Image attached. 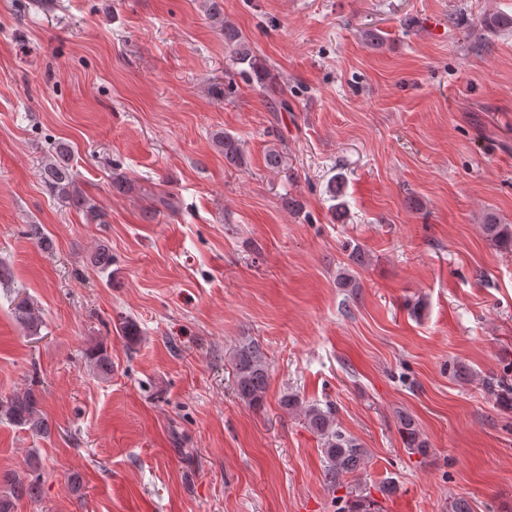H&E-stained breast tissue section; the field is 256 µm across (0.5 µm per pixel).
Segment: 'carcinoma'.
<instances>
[{"mask_svg": "<svg viewBox=\"0 0 512 512\" xmlns=\"http://www.w3.org/2000/svg\"><path fill=\"white\" fill-rule=\"evenodd\" d=\"M206 12L213 25L224 34V45L228 48L231 62L235 66L245 65L243 73L261 84L270 79V73L257 58L246 37L224 16L221 0H206ZM483 26L491 31L512 29V16L489 14ZM217 146L224 152V162L230 166L245 163L241 141L223 133L216 137ZM42 179L51 194L81 210L90 224L108 223V213L97 205L79 187L76 173L68 158L65 145L59 144L49 154L43 165ZM483 234L490 244L500 250L512 251V224H503L492 212L484 216L481 224ZM15 319L31 332H37L41 324L38 309L24 299L14 307ZM86 358L93 372L108 376L112 372V357L101 345H93L86 351ZM230 364L238 397L248 406L262 407L269 380V361L266 352L256 340L240 343L234 349ZM487 388L497 394L498 400L512 403V368L503 375L486 382ZM306 427L315 433L321 443L325 457L324 482L328 490H345L337 497L340 506L337 512H382L381 503L359 483L351 484L347 477L361 472L369 460V451L354 437L347 434L336 422L335 409L327 405H310L303 409ZM25 429L34 436L48 437L51 426L41 414L39 398L29 389L0 398V420ZM399 431L406 448L425 456L430 445L408 414L398 415ZM44 471L36 454L25 461L20 471L0 472V512H14L16 502L22 499L36 501L42 495Z\"/></svg>", "mask_w": 512, "mask_h": 512, "instance_id": "obj_1", "label": "carcinoma"}]
</instances>
